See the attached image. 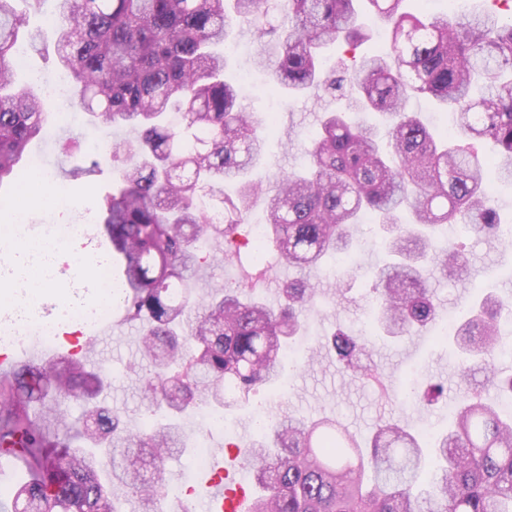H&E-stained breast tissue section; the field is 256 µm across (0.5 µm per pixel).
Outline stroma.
<instances>
[{
    "mask_svg": "<svg viewBox=\"0 0 512 512\" xmlns=\"http://www.w3.org/2000/svg\"><path fill=\"white\" fill-rule=\"evenodd\" d=\"M28 26L39 36L26 54V63L17 71L16 85L37 94H45L46 80L57 73V29L51 13L32 10L28 13ZM240 54L230 56L227 73L237 78L248 74L247 93L243 100L246 111L255 116L274 112L278 125L270 135V149L257 171L262 176H275L281 172L304 166L311 138L324 112L343 107L344 101L331 94H311L297 99L280 95L273 87L266 71L257 69L254 56L259 41L246 28H239ZM129 129L96 127L88 119L78 125L64 124L59 116H51L44 137L35 139L29 152L42 167L41 172L19 170L9 192L12 207L0 206V225L14 223L23 217L31 236H39L48 225L70 224L79 214L98 216L105 195L112 189L114 163L110 156L113 142L129 138ZM63 184L74 204L66 210L46 206L42 200L52 183ZM357 243L356 262L346 270L343 278L315 269L310 273L319 288L318 302L303 313L311 330V339L302 342V352L296 368L288 370L287 390L281 391L267 384L253 387L246 400L231 410L227 418L235 432L236 446L253 442L255 419L258 414L269 415L279 421L288 415L336 418L352 435L367 437L376 426L391 419H403L416 430L440 432L448 427L453 407L452 396L460 394L463 384L454 368L455 354L451 347L433 345L429 334L404 340L378 341L371 347L367 360L382 374L386 391H378L360 380L351 378L321 341L336 323L342 322L352 331H360L369 319L371 299L369 288L373 273L383 265L385 251L376 227L363 224L354 234ZM61 271L45 282L32 277H14L0 281V292L19 297L39 291L44 301L35 305L33 315L38 319L53 317L58 304L82 311L92 299V288L83 268L69 261L72 253L99 255L94 240L81 238L71 241L64 249ZM470 268L484 270L482 279L472 278L469 270L462 275L443 279L431 276L429 280L440 319L461 317L466 304L460 296L476 301L482 284H494L497 294L512 302V280L503 272L512 268V240L476 238L468 246ZM125 311L113 306V317L123 318L116 334L94 340L91 326H83L80 342L94 354V366L106 369L109 390L104 403L118 413L130 430H137L143 421L154 415L143 398L142 387L150 367L141 354L142 326L140 322L125 320ZM416 366L420 383L441 381L448 392L446 399L427 406L403 401L405 371Z\"/></svg>",
    "mask_w": 512,
    "mask_h": 512,
    "instance_id": "1",
    "label": "stroma"
}]
</instances>
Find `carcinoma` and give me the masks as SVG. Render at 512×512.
<instances>
[{"label":"carcinoma","instance_id":"1","mask_svg":"<svg viewBox=\"0 0 512 512\" xmlns=\"http://www.w3.org/2000/svg\"><path fill=\"white\" fill-rule=\"evenodd\" d=\"M23 1L0 0V181L12 176L44 127L47 100L15 89L16 51L35 41ZM360 0H58L60 68L72 97L94 125L128 128L113 144L123 163L98 223L119 251V299L143 322L144 356L154 365L143 396L167 416L200 408L225 414L260 382H283L287 343L304 328L318 286L305 273L354 250L350 230L370 217L391 262L377 270L371 335L339 326L331 342L349 374L379 391L376 369L362 363L371 338L412 336L436 323L423 271H463L457 247L436 249L439 227L468 237L504 230L491 182H512V17L482 10L450 21L402 9L404 0H365L391 24L389 47L364 54L343 74L322 66V48L370 39ZM268 37L257 53L290 96L341 92L351 112H376L388 140L324 114L308 167L254 180L268 146L260 129L275 124L245 111L224 77L232 22ZM422 95L460 114L456 132L429 129L407 111ZM491 146L479 156L475 144ZM222 194V205L207 198ZM267 198L264 256L242 283L220 289L184 332L192 285L204 256L215 257L245 223L253 199ZM221 214L214 224L210 212ZM284 261L302 276L283 283L281 306L245 297L262 287L265 264ZM512 303L492 293L454 332L457 372H486L485 385L512 402V374L488 363L502 345ZM102 375L76 355L23 364L0 377V455L19 459L28 479L12 512H120L127 488L140 512H158L171 484L164 458L188 447L182 427L159 423L138 433L98 397ZM84 398L76 430L58 431L60 401ZM427 465L423 438L401 421L376 429L365 451L340 422L288 417L257 434L244 459L258 492L253 512H512V413L465 388L448 431Z\"/></svg>","mask_w":512,"mask_h":512}]
</instances>
